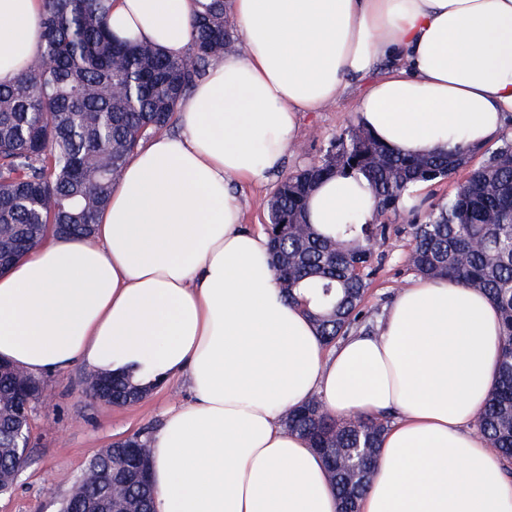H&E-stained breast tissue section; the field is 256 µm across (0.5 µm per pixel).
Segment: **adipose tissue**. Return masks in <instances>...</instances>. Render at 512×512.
I'll use <instances>...</instances> for the list:
<instances>
[{"label":"adipose tissue","instance_id":"1","mask_svg":"<svg viewBox=\"0 0 512 512\" xmlns=\"http://www.w3.org/2000/svg\"><path fill=\"white\" fill-rule=\"evenodd\" d=\"M240 51L180 100L178 134L148 139L92 238L52 235L0 270V359L34 377L83 365L191 397L149 440L156 512H337L308 441L283 425L319 397L340 419L394 414L359 512H512V482L475 420L497 379L495 305L415 278L375 335L326 351L289 303L236 184L283 165L303 112L359 79L357 122L411 155L488 146L512 119V0H226ZM40 0H0V83L41 50ZM191 0H116L113 36L180 58ZM360 175L310 194L321 231L371 220Z\"/></svg>","mask_w":512,"mask_h":512}]
</instances>
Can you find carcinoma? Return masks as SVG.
Instances as JSON below:
<instances>
[{
  "label": "carcinoma",
  "mask_w": 512,
  "mask_h": 512,
  "mask_svg": "<svg viewBox=\"0 0 512 512\" xmlns=\"http://www.w3.org/2000/svg\"><path fill=\"white\" fill-rule=\"evenodd\" d=\"M113 0H41L43 50L10 85L0 84V229L10 241L30 248L66 224L68 233L88 237L98 211L129 157L146 139L166 130L181 96L210 63L235 46L234 25L224 0H193V39L180 59L150 44L112 38L107 19ZM121 84L125 94L112 95ZM482 161L474 163L476 156ZM465 180L448 199L429 205L409 225L408 269L426 278H453L484 293L502 324L498 381L480 410L476 428L512 478V136L492 150L402 154L377 141L359 125L334 139L323 159L280 179L268 203L266 233L276 280L297 300L304 283L318 289V310L308 311L325 346L363 330L372 332L375 311L363 307L377 245L390 232L415 184L447 180L460 170ZM362 174L375 206L366 224H338L328 235L305 221L307 200L319 181ZM20 388L0 373V482L13 483L24 463L16 447L13 408ZM145 396L131 382L112 378V404ZM284 425L305 437L325 462L336 488L338 512H355L378 462L390 414L340 421L321 400L288 410ZM149 465L148 439L133 435L93 457L80 481L87 499L103 496L89 475L113 470L123 499L106 502V512L126 508L154 512L152 486L142 484L123 463L128 449Z\"/></svg>",
  "instance_id": "obj_1"
}]
</instances>
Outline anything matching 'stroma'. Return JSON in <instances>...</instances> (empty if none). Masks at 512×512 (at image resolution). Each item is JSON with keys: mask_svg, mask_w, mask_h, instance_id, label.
I'll list each match as a JSON object with an SVG mask.
<instances>
[{"mask_svg": "<svg viewBox=\"0 0 512 512\" xmlns=\"http://www.w3.org/2000/svg\"><path fill=\"white\" fill-rule=\"evenodd\" d=\"M355 93L344 94L321 112H305L299 119L295 143L280 173L260 185L241 184L234 192L244 205V225L264 228L268 201L281 175L320 162L329 142L353 124ZM413 213L399 210L390 217V237L380 245L383 261L366 290L364 304L386 311L395 294L412 277L405 259ZM88 373L74 367L58 376L42 378V392L33 415L28 459L10 493L0 495V512H60L93 455L112 442L139 432H155L166 410L187 400L183 378L168 379L144 399L115 406L92 398L86 389Z\"/></svg>", "mask_w": 512, "mask_h": 512, "instance_id": "1", "label": "stroma"}]
</instances>
